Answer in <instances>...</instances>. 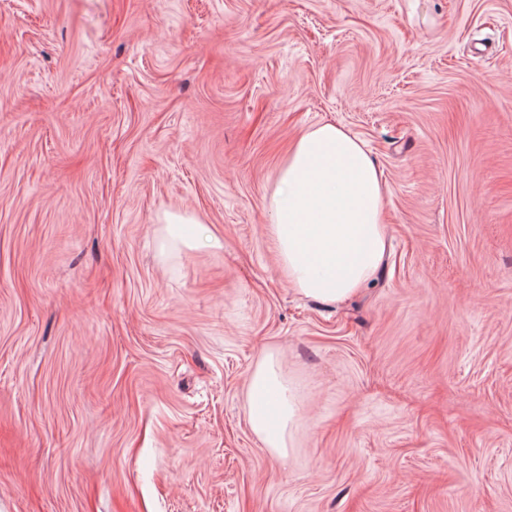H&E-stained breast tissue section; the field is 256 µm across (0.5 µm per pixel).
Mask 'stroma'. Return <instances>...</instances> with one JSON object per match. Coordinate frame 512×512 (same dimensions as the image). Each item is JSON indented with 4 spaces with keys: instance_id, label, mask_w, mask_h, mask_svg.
<instances>
[{
    "instance_id": "obj_1",
    "label": "stroma",
    "mask_w": 512,
    "mask_h": 512,
    "mask_svg": "<svg viewBox=\"0 0 512 512\" xmlns=\"http://www.w3.org/2000/svg\"><path fill=\"white\" fill-rule=\"evenodd\" d=\"M322 122L386 186L340 305L268 232ZM0 512H512V0H0ZM165 236L164 239L170 242L181 241L187 243L185 236L186 224H200L198 218L189 212L182 214H167L164 217ZM276 357L269 353L252 371L247 397L250 403L249 424L253 433L280 457H285L288 435L296 410L290 394L279 380L275 370ZM261 401L266 402L260 407ZM273 405L277 412L272 415L267 406Z\"/></svg>"
}]
</instances>
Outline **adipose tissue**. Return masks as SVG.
<instances>
[{"instance_id":"ef3b65f1","label":"adipose tissue","mask_w":512,"mask_h":512,"mask_svg":"<svg viewBox=\"0 0 512 512\" xmlns=\"http://www.w3.org/2000/svg\"><path fill=\"white\" fill-rule=\"evenodd\" d=\"M279 270L300 294L340 303L372 280L387 252L382 174L365 143L344 127H310L282 159L269 198ZM267 355L247 397L253 433L286 455L296 410Z\"/></svg>"}]
</instances>
